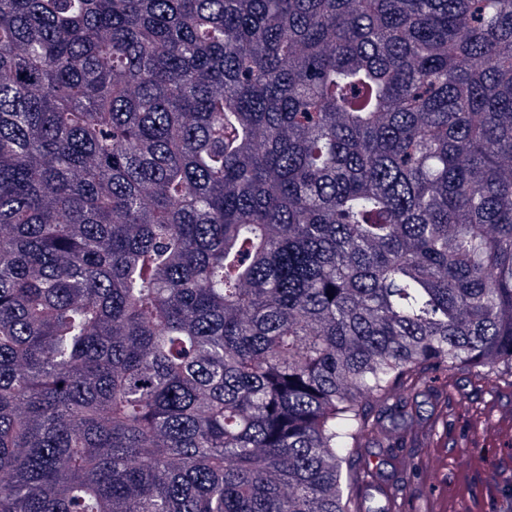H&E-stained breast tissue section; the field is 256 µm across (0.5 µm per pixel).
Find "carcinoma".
Returning a JSON list of instances; mask_svg holds the SVG:
<instances>
[{"label": "carcinoma", "mask_w": 512, "mask_h": 512, "mask_svg": "<svg viewBox=\"0 0 512 512\" xmlns=\"http://www.w3.org/2000/svg\"><path fill=\"white\" fill-rule=\"evenodd\" d=\"M440 369L512 378V0H0V512H370Z\"/></svg>", "instance_id": "1"}]
</instances>
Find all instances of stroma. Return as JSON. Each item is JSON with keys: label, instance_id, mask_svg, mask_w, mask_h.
Listing matches in <instances>:
<instances>
[{"label": "stroma", "instance_id": "obj_1", "mask_svg": "<svg viewBox=\"0 0 512 512\" xmlns=\"http://www.w3.org/2000/svg\"><path fill=\"white\" fill-rule=\"evenodd\" d=\"M434 385L458 397L448 409V435L437 450L444 464L443 482L431 486L424 475L414 476L400 468V458L426 454L407 442L387 460L379 448L367 449V459L381 465L379 484L398 489L399 512H424L429 505L435 512H454L462 500L481 506L483 512H502L512 502V486L498 485L496 496L485 498L467 477L456 475L454 467L461 455L469 456L475 466H484L488 451L493 450L500 468L512 472V387L496 378L481 381L457 371L437 372Z\"/></svg>", "mask_w": 512, "mask_h": 512}]
</instances>
